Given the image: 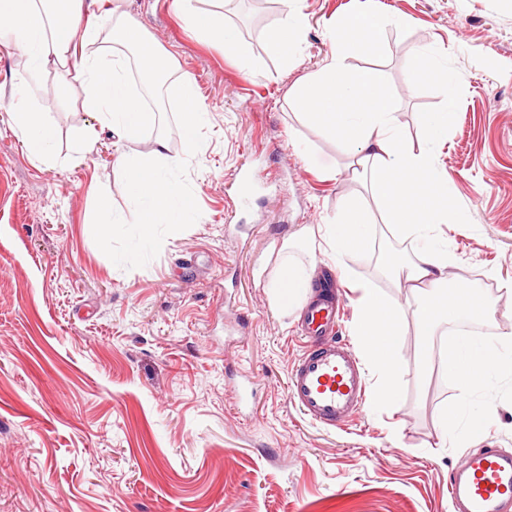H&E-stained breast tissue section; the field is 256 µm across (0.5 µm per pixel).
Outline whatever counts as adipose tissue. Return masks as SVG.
I'll return each instance as SVG.
<instances>
[{
  "mask_svg": "<svg viewBox=\"0 0 512 512\" xmlns=\"http://www.w3.org/2000/svg\"><path fill=\"white\" fill-rule=\"evenodd\" d=\"M285 11L272 31L269 46L281 58L297 57L303 20L297 0H281ZM104 0H0V40L16 45L28 58L25 81H33L56 62L74 59L86 83L85 106L99 113L118 138L137 140L153 120L142 106L128 80L123 60L103 64L98 57L80 54L77 43L106 38L114 46L137 50L142 72H153L163 57L139 24L127 14L104 8ZM103 12L107 30L83 22L84 15ZM389 19L381 13H361L336 19L331 25L332 50L329 61L316 73L302 76L294 89L297 106L315 124L336 137L357 157L367 173L373 196L381 206L383 224L403 236L419 241L417 260L405 263L397 254L380 255V266L395 280L412 283L419 293L414 310L419 333L435 336L441 324L481 321L493 312L491 303L476 288L449 287L448 269L454 253L439 240L436 230L454 214L448 192L450 177L438 171L431 151L448 135V120L454 103V82L436 49L418 48L411 79L437 83L444 95L442 108L421 116L426 141L417 149L402 136L394 118L390 91L380 70L350 69L347 55L356 48L373 51ZM27 149L36 160L46 158L55 131L38 109L24 107L14 114ZM164 135H157L147 159L116 160L135 200L134 223L144 234L157 224H179L187 209L181 189L161 177L158 166L168 159ZM372 221L359 204L349 202L340 219L325 225L322 237L339 256L363 251L370 244ZM312 270L300 262L283 261L268 287L275 303L283 309L300 305L308 294ZM354 329L362 354L378 376L376 397L388 402L395 397L401 374L398 347L405 331L400 308L380 289L359 283ZM440 365L455 377L463 396L482 387L490 375L512 372V331L493 342L454 336L440 353Z\"/></svg>",
  "mask_w": 512,
  "mask_h": 512,
  "instance_id": "ef3b65f1",
  "label": "adipose tissue"
}]
</instances>
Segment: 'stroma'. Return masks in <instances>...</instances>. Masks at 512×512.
Segmentation results:
<instances>
[{
  "label": "stroma",
  "instance_id": "1",
  "mask_svg": "<svg viewBox=\"0 0 512 512\" xmlns=\"http://www.w3.org/2000/svg\"><path fill=\"white\" fill-rule=\"evenodd\" d=\"M167 57L171 83L153 122L121 141L84 109L73 63L29 85L25 54L0 43V512H450L448 475L476 448L512 451V375L492 376L470 398L441 369L422 375L432 340L411 316L416 298L364 262L390 249L415 260L419 244L376 224L366 253L334 257L316 236L342 202L361 197L346 146L296 108L292 92L330 54L326 21L390 16L375 53L350 69L382 70L396 122L420 146L422 113L440 88L413 84L414 51L439 50L455 78L448 139L435 149L455 215L441 225L457 261L450 283L477 287L494 313L492 336L512 327V0H303L307 23L296 62L268 48L280 0L228 9L192 0L241 30L243 55L190 28L173 0H120ZM193 79L205 118L196 150L181 136L179 82ZM65 87L64 100L54 91ZM43 108L56 139L34 160L13 122ZM91 151L79 143L90 129ZM168 140V175L194 197L184 224L140 225L101 236L98 201L134 208L118 155H147ZM271 179L238 203L241 174ZM339 285L341 335L354 339L353 284L379 288L408 316L398 393L340 430L311 424L289 403L291 367L305 341L300 309L284 310L268 282L283 255ZM484 415L480 437L443 438L444 410Z\"/></svg>",
  "mask_w": 512,
  "mask_h": 512
}]
</instances>
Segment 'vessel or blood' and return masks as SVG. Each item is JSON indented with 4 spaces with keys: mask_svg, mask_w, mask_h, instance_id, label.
Instances as JSON below:
<instances>
[{
    "mask_svg": "<svg viewBox=\"0 0 512 512\" xmlns=\"http://www.w3.org/2000/svg\"><path fill=\"white\" fill-rule=\"evenodd\" d=\"M332 291H318L303 314L302 356L291 369L287 398L310 422L347 426L365 401L367 380L353 346L336 337ZM452 512H512V453L486 448L467 455L448 478Z\"/></svg>",
    "mask_w": 512,
    "mask_h": 512,
    "instance_id": "obj_1",
    "label": "vessel or blood"
}]
</instances>
